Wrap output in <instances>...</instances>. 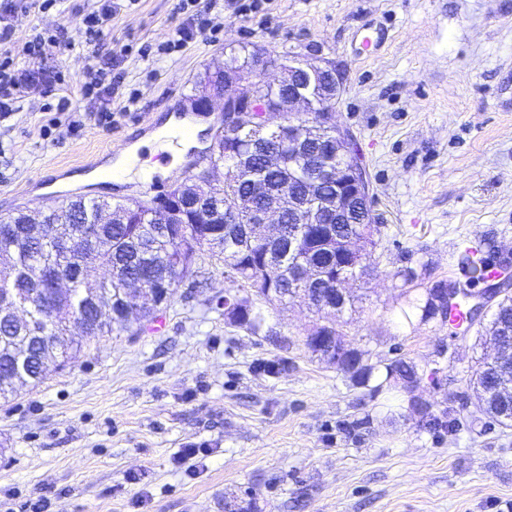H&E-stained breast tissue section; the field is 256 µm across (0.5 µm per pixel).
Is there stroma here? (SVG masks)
<instances>
[{
  "label": "stroma",
  "instance_id": "stroma-1",
  "mask_svg": "<svg viewBox=\"0 0 512 512\" xmlns=\"http://www.w3.org/2000/svg\"><path fill=\"white\" fill-rule=\"evenodd\" d=\"M121 0L95 48L84 19L97 0L37 10L20 0L0 55L25 65L27 41L61 36L43 68L59 95L30 92L0 123V217L83 195L122 203L151 197L213 165L222 111L204 118L202 145L152 184L72 183L51 177L96 169L183 113L206 67L263 47L333 62L343 82L336 123L355 136L380 218V273L350 288L337 316L372 364H416L421 400L453 409L433 427L397 388L359 386L304 345L318 321L306 301L264 306L259 333L224 320V264L203 256L157 322L134 336L91 341L63 368L0 399V512H512V427L480 410L469 375L486 357L475 332L399 310L439 281L471 284L462 255L512 264V0ZM205 32L152 60L192 21ZM369 52H362L363 37ZM118 55L124 82L97 100L82 92L95 59ZM67 112L44 134L45 106ZM107 108L111 128L88 122ZM82 132L68 134L70 121ZM417 278L405 291L400 271ZM199 447L191 463L178 452Z\"/></svg>",
  "mask_w": 512,
  "mask_h": 512
}]
</instances>
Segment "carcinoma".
<instances>
[{"label":"carcinoma","instance_id":"carcinoma-1","mask_svg":"<svg viewBox=\"0 0 512 512\" xmlns=\"http://www.w3.org/2000/svg\"><path fill=\"white\" fill-rule=\"evenodd\" d=\"M274 133L252 120L224 137V145L218 150L217 160L224 164L230 176L224 178V185L211 186L205 198L184 208L185 221L178 225L183 234L194 241L187 251H181V243L176 241L171 224L159 223L153 208L147 202L138 203V209L125 224H98L96 215L102 203L95 199L79 197L70 199L57 209L44 216V222L54 226L55 239L46 240L32 233V225L27 216L17 213L7 221L0 220L10 244L9 261L0 270V301L3 306H21L28 314L31 326H18L0 321V396H7L18 388L40 381L33 372L35 363L45 357L61 354L62 363L76 358L85 342L133 331L141 322H152L168 299L157 298L153 304L141 311H128V294L124 280L129 275L146 278L150 288H172L170 274L172 262L179 258L195 260L209 252L222 258L227 268L232 286L224 289L227 308L224 319L231 326L244 328L253 334L258 333L264 323L261 308L253 302L257 296L266 303L279 304L291 299L290 277L296 276L294 264L288 258V239L277 243L254 245L244 236L242 224H215L212 205L215 201L230 202L239 194H252L256 189L264 192L279 188L289 182L292 186H302L307 172L305 157L251 178L236 172L243 167L250 171L259 165L269 147ZM288 234L300 237L301 248L311 253V258L324 266V271L332 275L336 267L343 263L342 258L323 248V240L336 231L334 224H286ZM346 227L357 229L365 239L367 252L364 257L366 274L377 275L374 258L376 241L373 224H354L349 217ZM81 232L85 235L84 255L88 261H98L112 266V279L100 284L94 294L86 293V286L76 267L65 261L57 249V241ZM284 267L286 277L268 281L263 268L266 264ZM60 270L72 280L68 295H55L47 274ZM448 297V284L441 282L426 291L425 296L409 298L401 310L402 317L410 324L418 321L439 320L448 323V315L460 305L456 298L444 302L442 311L433 304V293ZM103 300L111 305L112 314L102 318L93 314L95 300ZM78 320L83 330L76 336L70 335V320ZM506 322L509 336L512 337V296L494 311L490 323ZM336 369L347 376L354 384L367 386L373 378L385 370L383 382L392 383L410 396L412 404L419 407L423 416L433 423H441L448 416V409L434 411L435 404L420 400L412 390L420 376L416 365L398 360L380 366L372 364L359 355L356 362L343 360ZM494 372L485 363L473 371L469 384L483 410L499 425L512 427V392L497 396L493 392Z\"/></svg>","mask_w":512,"mask_h":512}]
</instances>
